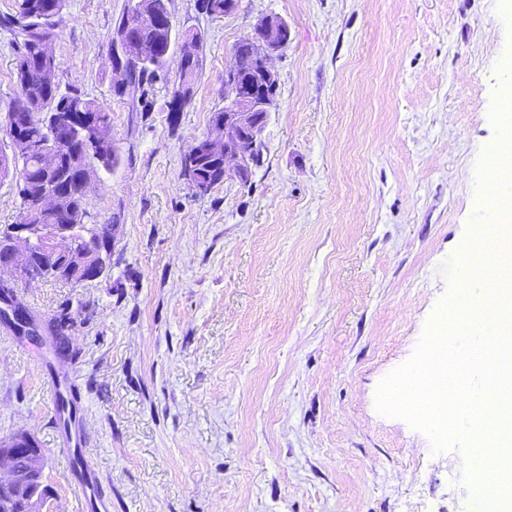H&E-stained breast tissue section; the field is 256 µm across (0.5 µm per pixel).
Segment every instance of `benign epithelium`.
<instances>
[{
    "mask_svg": "<svg viewBox=\"0 0 512 512\" xmlns=\"http://www.w3.org/2000/svg\"><path fill=\"white\" fill-rule=\"evenodd\" d=\"M46 21L39 61L42 78L53 87L59 68L54 52V17L48 16ZM163 25L173 27L169 0H162V7L149 10L136 0L131 2L129 15L112 29L108 61L115 87H127L126 62L130 56L170 64V50L131 38L134 32ZM285 27L284 20L272 16L260 19L255 25L256 76L242 78L233 64L225 69L224 119L211 123L216 136L198 140L187 159L198 154H221L224 179L233 178L242 183L251 178L256 154L262 153V133L270 113L278 107L279 77L273 60L288 45V40L283 38ZM44 118L56 132L64 126L71 128L89 152L105 137L103 127L94 120L75 124L58 112L46 113ZM8 140L9 151H0V156L10 160L15 155L35 152L45 169H56L62 141L52 139L35 148L13 135ZM36 198L35 204L22 209L18 223L9 224L0 232V284L17 289L24 284L59 279L76 286L98 279L104 273V263L97 260L98 249H78L73 241V225L43 223L45 213L60 207L63 189L50 183L36 193ZM4 317L20 333L35 331L22 308L12 311L0 306V319ZM52 497L44 477L42 449L24 434L0 440V512H44Z\"/></svg>",
    "mask_w": 512,
    "mask_h": 512,
    "instance_id": "7a95c632",
    "label": "benign epithelium"
}]
</instances>
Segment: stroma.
<instances>
[{
    "mask_svg": "<svg viewBox=\"0 0 512 512\" xmlns=\"http://www.w3.org/2000/svg\"><path fill=\"white\" fill-rule=\"evenodd\" d=\"M129 0H67L62 89L103 105L119 163L87 221L112 227L99 279L22 286L47 324L71 304L65 348L0 320V439L44 452L51 512H83L81 441L112 512H474L465 455L434 451L377 408L382 382L440 326L446 268L473 243L512 54L503 0H238L213 18L172 0L204 37L191 101L170 114L112 94L107 45ZM287 22L279 106L249 185L205 195L182 158L224 105V70L259 19ZM0 28V125L17 97ZM73 392L62 426L48 390Z\"/></svg>",
    "mask_w": 512,
    "mask_h": 512,
    "instance_id": "1",
    "label": "stroma"
}]
</instances>
